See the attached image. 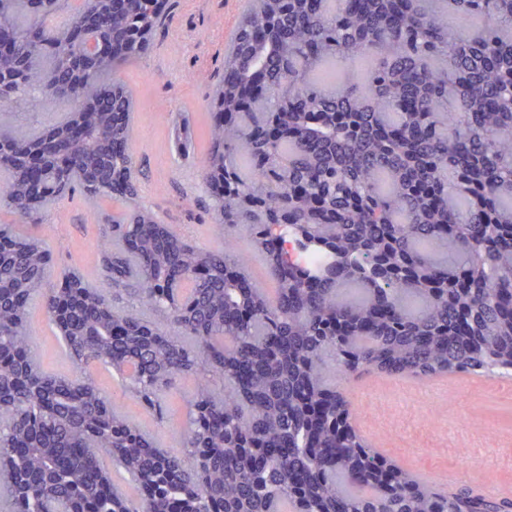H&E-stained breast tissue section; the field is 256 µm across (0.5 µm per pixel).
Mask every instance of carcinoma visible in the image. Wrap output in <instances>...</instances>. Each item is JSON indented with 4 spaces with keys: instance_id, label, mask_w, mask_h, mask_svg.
Wrapping results in <instances>:
<instances>
[{
    "instance_id": "cac0c4a2",
    "label": "carcinoma",
    "mask_w": 512,
    "mask_h": 512,
    "mask_svg": "<svg viewBox=\"0 0 512 512\" xmlns=\"http://www.w3.org/2000/svg\"><path fill=\"white\" fill-rule=\"evenodd\" d=\"M470 23L448 28V13ZM159 10L127 0L112 26L70 0H0V99L65 117L36 133L0 122V484L5 512H512L445 494L353 431L328 378L512 370V0H257L224 56L203 178L220 234L246 230L274 283L226 248L204 251L138 196L132 101L113 75L147 53ZM102 37L108 59L81 45ZM368 61L361 80L327 66ZM81 119L86 138L32 154ZM80 191L102 217L101 282L50 279L41 224ZM323 262L295 263L287 244ZM356 287L357 297L343 295ZM40 301L80 375L32 353ZM115 372L146 411L181 378L183 454L121 415L87 368ZM113 459L133 499L104 473Z\"/></svg>"
}]
</instances>
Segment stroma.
<instances>
[{"label":"stroma","instance_id":"35a3bbf8","mask_svg":"<svg viewBox=\"0 0 512 512\" xmlns=\"http://www.w3.org/2000/svg\"><path fill=\"white\" fill-rule=\"evenodd\" d=\"M251 0H172L146 56L117 73L136 103L131 146L141 170L140 198L160 218L190 235L206 250L223 248L209 213L201 171L207 146L198 142L195 166H187L175 130L176 113L194 115L197 127L210 120L209 102L219 89L224 50ZM94 207L78 192L54 209L45 240L58 267L79 269L98 281L100 225ZM30 329L48 372L71 373V363L43 310L33 306ZM354 407V423L365 441L386 458L438 490L488 488L512 499V390L501 374H445L432 378L379 374L337 375ZM113 405L138 423L156 444L177 451L185 401L193 380L177 383L170 413L157 420L127 394L119 380L103 376Z\"/></svg>","mask_w":512,"mask_h":512}]
</instances>
